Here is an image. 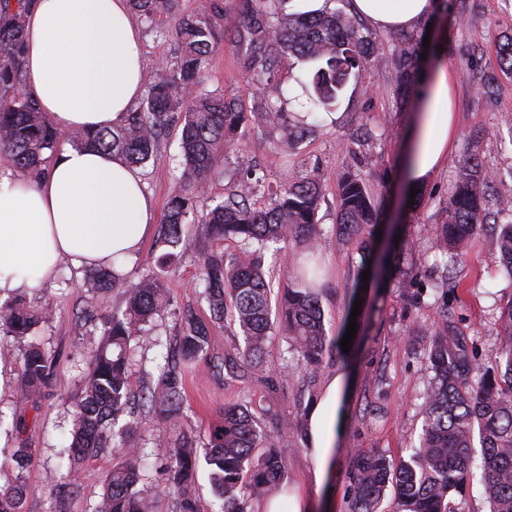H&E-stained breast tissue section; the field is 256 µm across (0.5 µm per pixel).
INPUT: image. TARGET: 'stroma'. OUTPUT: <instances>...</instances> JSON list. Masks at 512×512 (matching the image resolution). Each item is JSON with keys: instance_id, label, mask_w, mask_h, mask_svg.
<instances>
[{"instance_id": "1", "label": "stroma", "mask_w": 512, "mask_h": 512, "mask_svg": "<svg viewBox=\"0 0 512 512\" xmlns=\"http://www.w3.org/2000/svg\"><path fill=\"white\" fill-rule=\"evenodd\" d=\"M442 2V12L431 22L429 45L442 47L443 52L428 55L425 66L431 69L444 62L452 71L460 133L449 162L417 194H410L406 187L400 159L421 97L415 94L404 102L396 92L391 51L394 32L376 29L363 17H356L360 31L373 42L374 53L358 78L347 85L335 117L310 120V133L286 149L281 146L284 125L267 124L261 114L279 95H292L301 68L297 59H282L275 82L256 86L247 79L242 52L225 43L212 57L204 85L207 92L238 99L244 120L234 153L219 167L205 196L198 198V210L222 200L233 187L235 170L251 162L259 164L275 186L294 176L316 173L324 194L318 219L325 229L318 254L326 269L319 299L327 334L336 345L311 379L302 364L291 358L285 339L276 335L267 347L270 371L237 377L223 367L234 330L232 321H225L214 327L207 354L186 374L183 426L202 442L225 409L250 406L264 430L279 442L287 486H302L310 469L308 448L303 438L284 437V424L308 413L328 374L348 371L354 379L349 419L337 468L316 512H345L351 461L357 449L376 448L397 458L416 441L428 381L421 346L431 330L449 321L485 365H493L497 358L495 320L500 306L512 297V280L498 263L492 237L485 233L473 238L449 283L447 300L436 299L431 284L442 274L436 264V228L445 220L451 186L471 144H478L485 167L495 175L489 202L512 200V73L502 70L498 57L503 37L512 35V0ZM486 81L492 82L493 95L484 94L481 85ZM180 133L179 120H172L157 158L142 169L147 189L161 212L180 184ZM347 171L359 175L372 189L382 207L383 227H397L413 246L404 258L403 274L369 280L364 292L356 288L363 280L360 246L365 243L377 250L381 244L372 236L364 242L357 238L345 242L336 235V195L339 178ZM184 231L196 248L182 258L174 272L163 277L171 307L153 320L151 328L156 335H174L175 312L188 305L201 318H209L208 303L201 295L200 263L208 253L239 249L232 240L218 243L208 239L196 213L189 214ZM302 254V247L292 241L273 245L266 253L263 273L273 289L287 287ZM25 300L36 308L48 302L53 305L48 321L37 326L34 336L52 359L51 380L38 394L37 408L23 402L18 371L23 344L0 334V415L8 420L15 416L27 419L19 437L0 431V485L23 482V512H55L53 477L59 450L72 428L70 402L80 392L89 369L88 338L77 320L124 308L125 297L118 288L92 289L86 276L64 261L54 280L31 289ZM356 305L361 312L355 317L351 310ZM353 320L358 330L345 351L338 342ZM178 437V431H159L152 421L135 436L148 454L138 487L155 502V512H175L173 499L160 496L158 489L165 481L164 463L174 452ZM21 443L31 448L32 458L19 471L10 458ZM122 460V450L107 448L80 461L75 473L78 490L65 503V512H93L102 493L103 475Z\"/></svg>"}]
</instances>
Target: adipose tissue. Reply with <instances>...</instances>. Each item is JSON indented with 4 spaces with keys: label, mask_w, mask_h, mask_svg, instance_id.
<instances>
[{
    "label": "adipose tissue",
    "mask_w": 512,
    "mask_h": 512,
    "mask_svg": "<svg viewBox=\"0 0 512 512\" xmlns=\"http://www.w3.org/2000/svg\"><path fill=\"white\" fill-rule=\"evenodd\" d=\"M380 30H415L438 0H354ZM23 68L28 93L61 132L122 123L145 91L141 32L128 0H31ZM458 130L448 67L428 80L403 155L423 187L445 163ZM158 220L139 170L122 157L71 146L39 175L0 170V298L54 279L60 259L80 272L109 267L125 277ZM345 371L330 374L313 402L306 440L313 483L323 489L348 421Z\"/></svg>",
    "instance_id": "ef3b65f1"
}]
</instances>
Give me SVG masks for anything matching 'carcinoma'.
<instances>
[{
    "mask_svg": "<svg viewBox=\"0 0 512 512\" xmlns=\"http://www.w3.org/2000/svg\"><path fill=\"white\" fill-rule=\"evenodd\" d=\"M29 0H0V155L22 171L40 169L57 147L62 134L41 112L24 86L23 54L25 14ZM145 22H169L167 35L176 53L158 67L145 98L118 127L99 131L77 130L64 136L72 145L122 156L142 167L157 154L173 117L181 119L179 144L183 167L181 189L169 200L157 239L154 267L133 281H118L107 269H94L92 286L124 289L126 307L101 318L89 336L90 368L83 387L71 402L72 440L60 449L67 473L57 488L74 485L72 466L112 442L123 450L125 461L104 478L103 494L95 512H151L136 489L141 480L142 448L128 445L146 415L157 412L164 423L185 415L184 375L210 345L213 326L232 313L242 343L224 362L233 369L262 366L269 339L281 331L289 349L314 374L331 346L320 307L317 283L320 265L314 255L322 235L317 215L324 199L318 177L311 173L276 187L265 185L257 164L243 169L235 189L201 215L207 235L217 241L236 239L238 254L207 255L200 279L210 307L205 321L188 307L176 313V335L152 337L165 350L164 364L155 382L143 387L131 402V343L140 340L145 325L169 306L159 273L166 271L195 244L184 234L186 216L205 193L219 164L233 151L243 122L239 104L221 95L207 94L209 61L224 40L217 29L218 5L206 0L186 14L179 0H129ZM325 0L311 14L284 12L286 0H242L240 22L229 42L244 50L247 75L256 84L275 80L280 60L293 56L308 64L300 84L307 90L301 107L314 112L336 108L352 76L367 61L368 38L352 24L344 9ZM421 38L402 35L393 44L396 85L401 96L414 86L417 49ZM290 99L279 97L264 113V120H283ZM493 175L474 149L460 165L448 198L447 220L437 227L438 248L445 274H452L473 233L488 224L486 189ZM271 195L265 208L253 197ZM504 222L498 225V260L512 280V201L499 203ZM379 205L372 190L355 174L341 178L336 198V231L350 241L364 227H376ZM294 240L306 250L298 279L288 283L277 307L262 272V251L269 242ZM406 253L404 245L385 253L362 251L361 266L385 273L387 260ZM47 307L29 308L23 298L0 304V332L23 339L32 336ZM500 346L495 366L485 368L460 336L444 323L428 338L427 369L432 373L424 393L422 434L408 457L397 460L372 449L355 451L350 473L348 512H384L387 491H392L398 512H457V500L468 490L472 476V448L480 445L482 476L490 512H512V296L499 308L496 319ZM50 355L34 341L21 354L23 395L36 393L49 379ZM208 470L219 512H247L250 496L280 483L286 474L277 443L262 430L245 406H234L210 427L200 448L192 436L170 456L164 471V492L173 496L176 512H200L193 487L200 467ZM21 483L0 486V512H22Z\"/></svg>",
    "mask_w": 512,
    "mask_h": 512,
    "instance_id": "cac0c4a2",
    "label": "carcinoma"
}]
</instances>
